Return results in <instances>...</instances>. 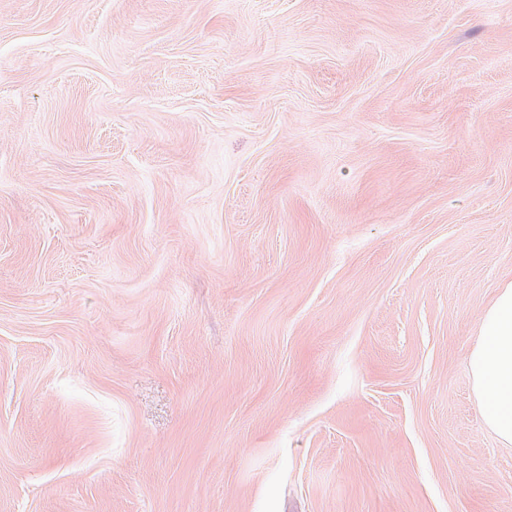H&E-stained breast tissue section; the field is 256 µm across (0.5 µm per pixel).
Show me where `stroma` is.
Masks as SVG:
<instances>
[{
  "mask_svg": "<svg viewBox=\"0 0 512 512\" xmlns=\"http://www.w3.org/2000/svg\"><path fill=\"white\" fill-rule=\"evenodd\" d=\"M512 0H0V512H512ZM468 367L486 426L512 447V282L498 290L482 317Z\"/></svg>",
  "mask_w": 512,
  "mask_h": 512,
  "instance_id": "obj_1",
  "label": "stroma"
}]
</instances>
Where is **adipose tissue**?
<instances>
[{
    "label": "adipose tissue",
    "instance_id": "1",
    "mask_svg": "<svg viewBox=\"0 0 512 512\" xmlns=\"http://www.w3.org/2000/svg\"><path fill=\"white\" fill-rule=\"evenodd\" d=\"M468 367L486 426L512 447V282L498 290L482 317Z\"/></svg>",
    "mask_w": 512,
    "mask_h": 512
}]
</instances>
